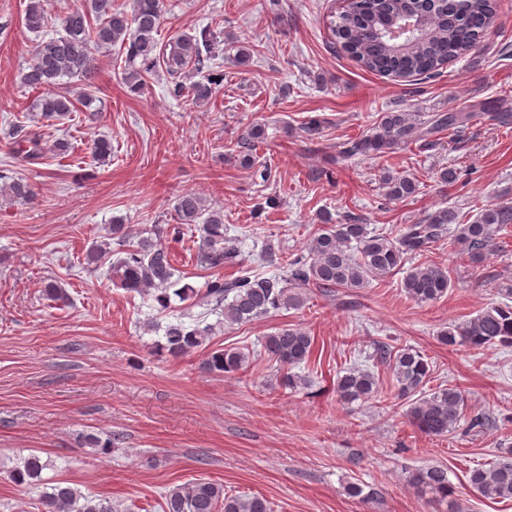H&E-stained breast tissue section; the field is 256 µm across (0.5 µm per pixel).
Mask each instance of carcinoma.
<instances>
[{"mask_svg": "<svg viewBox=\"0 0 512 512\" xmlns=\"http://www.w3.org/2000/svg\"><path fill=\"white\" fill-rule=\"evenodd\" d=\"M46 0H28L24 25L32 33L48 28ZM164 0H132L131 11L115 0H83L68 11L62 21L63 32L37 43L21 74L22 82L44 95L33 110L45 121H60L80 103L91 109L96 101L97 66L94 52L116 45L125 51L123 81L132 92L142 90L146 77L162 68L171 78L172 92L179 97L188 91L191 101L203 104L224 84V71L215 59L216 33L204 27L193 33H178L165 46L156 38ZM419 9L412 0H346L343 10L330 21L331 38L361 67L392 78L423 76L432 78L451 61L465 58L480 48L497 22L496 0H443L431 11L429 27L423 35L407 39L398 48L386 37L388 23L408 17ZM79 79L83 91L73 96L64 90L65 81ZM484 117L498 124H512V108L505 101H488L471 109L430 112L424 116L411 112H383L380 119L360 136L348 139L337 150L342 161L379 154L400 145L426 142L444 131L452 137L473 120ZM264 136V128L254 125L239 141L240 163L254 164L255 142ZM17 154L25 161L44 156L41 134L21 127L12 129ZM386 196L401 200L417 191L407 176L389 171L381 176ZM7 200L31 201L33 187L16 179L0 189ZM184 224L195 225L201 233L200 264L208 269L238 266V275L215 277L202 288L174 278L168 249L152 238H141L126 246L127 227L112 224L111 238L122 247L123 256L112 262L113 279L124 289L140 294L157 291V303L165 308L170 296L187 303L186 309L220 310L227 324L248 323L282 309L298 310L307 301L306 289L338 288L357 290L371 280L392 274L410 257H417L449 234L459 250L472 261L480 262L498 249L499 238L512 227V203H490L471 220L459 208H441L414 224H405L399 237L384 236L359 218L344 224H324L310 238L307 254H299L287 263L286 273L264 277L239 265L238 248L224 244V211L216 209L195 192L182 194L176 204ZM402 288L410 299L428 303L444 297L451 288L448 271L434 263L417 264L406 271ZM505 301L479 311L471 319L449 324L438 333L441 344L449 347L484 348L497 345L512 348V284L501 286ZM212 327L186 324L181 319L165 326V343L159 349L178 357L200 347ZM267 357L286 369L283 383L291 390L307 385L304 377L292 369L307 362L314 340L300 328L283 327L263 337ZM373 360L390 371L397 396L411 400L409 418L428 436H446L465 419V399L455 387L440 388L422 394L430 375L424 356L410 348L393 349L375 345ZM249 354L236 347L211 350L204 369L219 376H234L247 370ZM336 396L344 403L372 400L379 394L378 378L358 367H348L336 377ZM46 462L34 453L23 460L12 479L23 484L40 477ZM419 492L438 503L448 501L452 490L448 469H420L410 479ZM468 484L473 494L485 499H512V448L502 452L498 461L469 471ZM163 512H272L271 503L260 495L231 496L224 485L197 479L176 485L163 494ZM44 512H117L108 498H89L66 481L51 486L42 500Z\"/></svg>", "mask_w": 512, "mask_h": 512, "instance_id": "cac0c4a2", "label": "carcinoma"}]
</instances>
